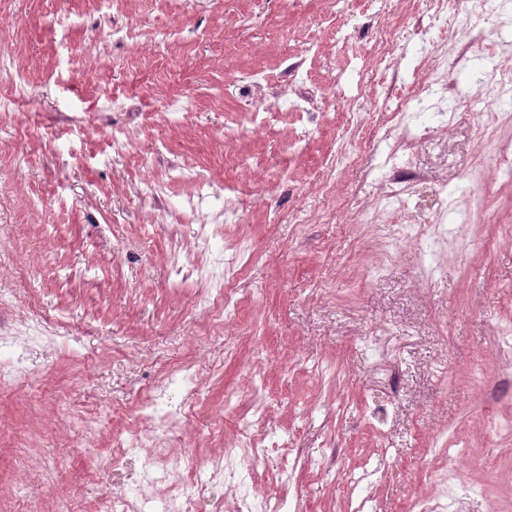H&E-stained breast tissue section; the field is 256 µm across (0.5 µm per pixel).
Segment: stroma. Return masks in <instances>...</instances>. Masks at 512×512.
<instances>
[{
	"mask_svg": "<svg viewBox=\"0 0 512 512\" xmlns=\"http://www.w3.org/2000/svg\"><path fill=\"white\" fill-rule=\"evenodd\" d=\"M469 8L457 0L448 30L439 20L406 27L393 76L408 78L443 32L459 42L466 30L490 31ZM364 10V0L338 9L329 0H0V56L22 105L0 112V268L10 271L0 286L14 294L15 315L33 304L59 311L84 338L79 353L59 349L49 371L0 391V493L17 481L16 449L61 439L84 411L85 379L133 403L163 366L198 359L209 405L238 395L222 415L225 435L246 417L253 433L294 437L289 477L281 455L268 454L251 467L255 490L298 500L302 512H352L363 490L348 476L374 464L383 477L365 491L376 512H418L450 480L467 483L472 512H512V335L502 332L512 324V240L495 224H452L432 274L420 277L415 258L438 182L491 158L476 120L410 155L427 175L410 224L351 219L381 194L378 133L336 187V223L268 221L303 206L351 135L329 118L304 127L286 109L253 132L238 84L253 69L279 78L297 60V86L351 78L372 41L331 34ZM102 29L114 37L99 40ZM184 93L194 112L162 110ZM116 125L141 156L142 178L112 151ZM197 173L217 192L237 187L227 207L211 205L225 212L217 230L240 269L237 308L219 328L192 302L197 283L172 272L175 254L194 245L195 220L158 210L147 189L159 184L176 203L194 193ZM378 248L391 264L373 266ZM385 321L401 361L378 379L364 338ZM111 438L104 428L95 449L63 456L54 483L28 497L90 512L111 481L101 466ZM456 443L468 455L449 457ZM311 448L334 449L328 472L309 466Z\"/></svg>",
	"mask_w": 512,
	"mask_h": 512,
	"instance_id": "stroma-1",
	"label": "stroma"
}]
</instances>
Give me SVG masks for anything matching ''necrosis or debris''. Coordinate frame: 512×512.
<instances>
[{
    "instance_id": "4bbe7bcc",
    "label": "necrosis or debris",
    "mask_w": 512,
    "mask_h": 512,
    "mask_svg": "<svg viewBox=\"0 0 512 512\" xmlns=\"http://www.w3.org/2000/svg\"><path fill=\"white\" fill-rule=\"evenodd\" d=\"M423 2L424 9L412 15L383 10L367 20L374 48L353 84L337 79L300 96L290 82L276 85L255 73L239 90L241 97L251 102L249 119L258 129L270 126L276 118L268 106L272 100L288 102L293 111L310 120L316 118L323 102H336L342 104L347 124L356 128L367 116L380 115L387 155L392 159L382 195V212L387 216L404 215L411 185L424 178L409 164L398 163L400 153L474 116L483 129H497L505 118L502 105L512 102V0H470L473 16L491 19L494 39L487 43L473 35L460 49L441 43L435 60L415 65L404 90L392 93L387 74L402 56L400 29L411 18L421 23L431 16L451 15L455 4V0ZM480 61L485 68L478 82L493 96L492 101L481 104L455 91L452 83L453 76ZM458 178L475 183L476 189L467 202L452 204L447 183H440L432 230L417 244L419 262H426L430 249L445 241L448 221L472 224L492 220L484 189L476 184L477 174L463 171ZM209 188L208 182H200L196 195L179 204L181 210L197 216L199 227L195 250L176 256L174 268L198 275L204 291L198 304L206 309L210 321L220 323L236 306L235 276L225 272L224 255L214 250L215 234L200 208ZM70 338L71 331L59 316L36 312L18 319L0 313V389L28 375L34 355L52 354ZM199 379V370L187 362L145 385L132 424L112 435L105 460L113 480L110 490L100 496L97 512H299V502L246 490L249 472L245 462L287 447L288 433L269 432L260 437L245 424L235 438L220 439L218 446L202 456L180 443V435L196 429L200 413L208 409L197 391ZM101 431L99 412L84 411L64 447L26 449L17 467L22 474L35 476L39 484L48 485V476L61 455L82 454Z\"/></svg>"
}]
</instances>
